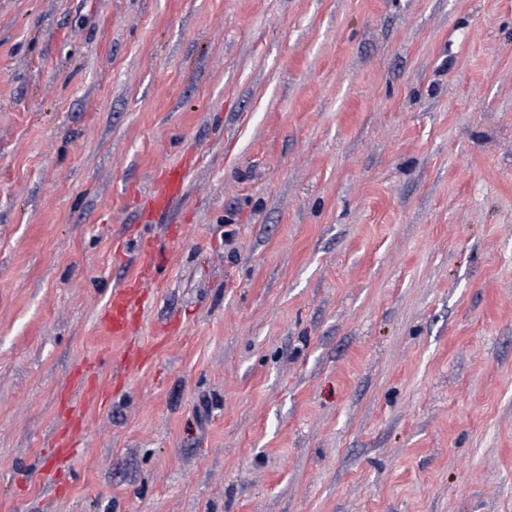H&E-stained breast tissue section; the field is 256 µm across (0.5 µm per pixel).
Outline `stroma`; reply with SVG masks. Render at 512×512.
<instances>
[{"mask_svg":"<svg viewBox=\"0 0 512 512\" xmlns=\"http://www.w3.org/2000/svg\"><path fill=\"white\" fill-rule=\"evenodd\" d=\"M0 512H512V0H0ZM191 157L185 155L172 166L165 167L154 178L143 208V220L150 222L166 213L182 197ZM142 224L139 234L126 241L136 262V271L110 291L101 310L98 326L101 335L112 338L116 347L103 348L96 357L103 366L146 370L152 366V350L137 341L140 320L148 307L150 289L160 288L166 283L165 270L169 262L170 246L157 243ZM89 371L90 370L86 366V362L81 363L73 378V386L83 389L88 394L90 400L103 405L108 400L109 392L97 388L94 380H91V383H89ZM85 421L79 408L64 404L59 416L58 432L53 441V452L62 464L77 457L83 446Z\"/></svg>","mask_w":512,"mask_h":512,"instance_id":"35a3bbf8","label":"stroma"}]
</instances>
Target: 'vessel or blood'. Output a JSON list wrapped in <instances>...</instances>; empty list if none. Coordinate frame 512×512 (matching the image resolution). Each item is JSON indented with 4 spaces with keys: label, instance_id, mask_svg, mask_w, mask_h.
Instances as JSON below:
<instances>
[{
    "label": "vessel or blood",
    "instance_id": "vessel-or-blood-1",
    "mask_svg": "<svg viewBox=\"0 0 512 512\" xmlns=\"http://www.w3.org/2000/svg\"><path fill=\"white\" fill-rule=\"evenodd\" d=\"M190 166L191 159L185 156L156 175L143 209L144 221H152L166 213L181 198ZM126 248L135 257L136 270L130 278L112 288L99 314L100 333L111 338L113 345L99 350L97 358L103 366L115 365L140 371L149 369L152 361L150 349L137 340L139 324L148 306L151 289L166 282L170 249L159 245L144 229L135 238L127 240ZM88 377V367L79 365L73 378L74 386L83 389L90 400L106 403L108 392L97 388ZM84 435L85 421L81 410L64 404L53 441V452L58 461L66 464L76 458L83 446Z\"/></svg>",
    "mask_w": 512,
    "mask_h": 512
}]
</instances>
